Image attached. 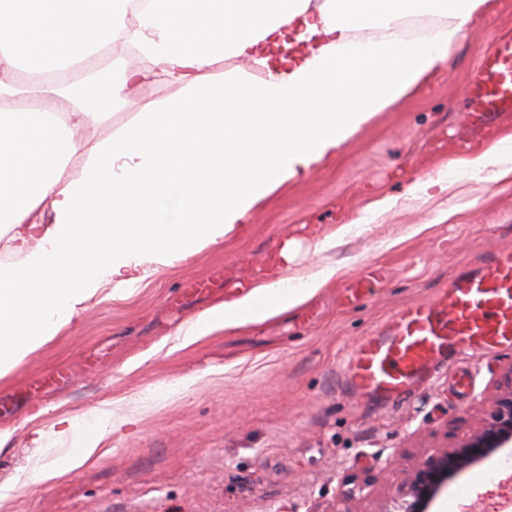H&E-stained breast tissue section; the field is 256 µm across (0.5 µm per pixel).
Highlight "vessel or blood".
I'll return each mask as SVG.
<instances>
[{
  "label": "vessel or blood",
  "instance_id": "b4317fda",
  "mask_svg": "<svg viewBox=\"0 0 512 512\" xmlns=\"http://www.w3.org/2000/svg\"><path fill=\"white\" fill-rule=\"evenodd\" d=\"M466 120L489 131L498 112H512V34L495 35L480 52L467 88ZM512 348V249L477 269L460 268L433 302L392 312L364 337L343 369L353 394L384 404L406 399L451 356L479 358Z\"/></svg>",
  "mask_w": 512,
  "mask_h": 512
}]
</instances>
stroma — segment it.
I'll return each instance as SVG.
<instances>
[{"instance_id":"obj_1","label":"stroma","mask_w":512,"mask_h":512,"mask_svg":"<svg viewBox=\"0 0 512 512\" xmlns=\"http://www.w3.org/2000/svg\"><path fill=\"white\" fill-rule=\"evenodd\" d=\"M512 28V0H490L452 48L444 70L379 113L339 154L277 189L220 244L161 269L123 298L100 291L87 311L51 342L0 377V486H11L0 512H377L395 476L369 496L339 503L343 475H362L375 460L412 468L447 447L493 389L512 350L478 360H448L399 406L349 394L340 371L351 349L408 303L434 299L459 264L481 265L512 248V181L452 177L444 194H411L438 178L458 143L467 83L498 29ZM396 197L326 252L323 235L362 213L371 199ZM292 244L291 286L324 265L335 280L301 306L258 324L184 343L183 332L232 290L186 296L182 283L215 270L252 278ZM372 287L352 294L360 277ZM68 380L45 384L55 369ZM94 407L119 427L103 436L109 453L65 478L38 482L45 462L39 432L61 416ZM490 464L460 473L432 512L473 487ZM483 512L512 501V477L486 491L473 487Z\"/></svg>"}]
</instances>
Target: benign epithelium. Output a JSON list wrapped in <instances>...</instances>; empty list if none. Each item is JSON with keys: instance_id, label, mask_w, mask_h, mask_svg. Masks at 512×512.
Segmentation results:
<instances>
[{"instance_id": "obj_1", "label": "benign epithelium", "mask_w": 512, "mask_h": 512, "mask_svg": "<svg viewBox=\"0 0 512 512\" xmlns=\"http://www.w3.org/2000/svg\"><path fill=\"white\" fill-rule=\"evenodd\" d=\"M512 447V363L501 374L493 394L484 401L482 418L453 445L423 458L413 469L396 471L395 491L378 512H430V508L460 472L481 465L503 448Z\"/></svg>"}]
</instances>
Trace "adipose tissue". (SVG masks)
<instances>
[{"label":"adipose tissue","mask_w":512,"mask_h":512,"mask_svg":"<svg viewBox=\"0 0 512 512\" xmlns=\"http://www.w3.org/2000/svg\"><path fill=\"white\" fill-rule=\"evenodd\" d=\"M0 0V239L17 264L0 268V376L84 312L104 286L120 294L223 242L281 186L335 154L377 113L442 71L464 25L490 0ZM435 14L421 42L395 22ZM120 40L134 65L105 96L67 75ZM245 59L263 79L211 67ZM183 97L138 103L90 153L80 133L124 105L134 78ZM473 174L512 179L502 141L463 159ZM54 221L43 224L45 208ZM332 266L292 288L279 263L246 294L212 307L185 341L258 323L306 302ZM112 416L62 418L44 437L67 452L42 466L58 479L96 459Z\"/></svg>","instance_id":"adipose-tissue-1"}]
</instances>
